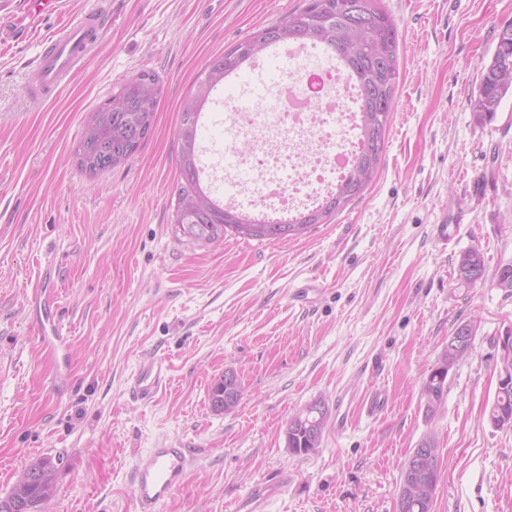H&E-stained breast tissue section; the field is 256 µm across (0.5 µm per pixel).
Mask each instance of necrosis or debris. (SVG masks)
Wrapping results in <instances>:
<instances>
[{
  "instance_id": "obj_1",
  "label": "necrosis or debris",
  "mask_w": 512,
  "mask_h": 512,
  "mask_svg": "<svg viewBox=\"0 0 512 512\" xmlns=\"http://www.w3.org/2000/svg\"><path fill=\"white\" fill-rule=\"evenodd\" d=\"M241 135L263 131L265 141L240 153L254 175L246 194L286 213L317 204L349 170L360 146L358 97L340 66L289 64L280 91L258 112L235 116Z\"/></svg>"
}]
</instances>
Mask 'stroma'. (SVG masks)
I'll list each match as a JSON object with an SVG mask.
<instances>
[{"label": "stroma", "mask_w": 512, "mask_h": 512, "mask_svg": "<svg viewBox=\"0 0 512 512\" xmlns=\"http://www.w3.org/2000/svg\"><path fill=\"white\" fill-rule=\"evenodd\" d=\"M94 3L32 18L25 0H0V496L32 460L58 457L46 512H135L139 457L189 447L160 512H234L283 473L269 512H395L402 467L431 435L433 512H512V428L487 419L512 330V296L494 285L512 265V97L486 122L468 105L512 0H382L401 77L372 184L299 239L207 245L172 222L181 105L206 61L303 0H110L95 54L33 102L44 39ZM143 69L162 84L151 134L130 163L86 176L74 159L85 117ZM470 248L485 275L459 288ZM41 296L66 332L63 368L33 319ZM464 322L473 351L427 415L422 382ZM147 355L169 366L150 402L128 390ZM228 371L242 396L218 413L209 387ZM375 391L372 415L360 401ZM316 400L329 409L322 443L295 454L286 425Z\"/></svg>", "instance_id": "1"}]
</instances>
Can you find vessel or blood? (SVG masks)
<instances>
[{"label":"vessel or blood","mask_w":512,"mask_h":512,"mask_svg":"<svg viewBox=\"0 0 512 512\" xmlns=\"http://www.w3.org/2000/svg\"><path fill=\"white\" fill-rule=\"evenodd\" d=\"M111 22V14L98 6L57 29L28 78L31 93L39 96L59 87L95 51L99 31ZM36 320L41 341L56 352L59 365H66L68 352L60 321L49 310L37 311ZM167 380L166 365L147 356L131 380V389L138 398L149 399ZM192 461V452L187 448H152L142 455L132 478L136 512H159L183 483ZM287 482L284 476L257 481L241 498L238 512H266L267 504Z\"/></svg>","instance_id":"obj_1"}]
</instances>
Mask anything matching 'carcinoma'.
I'll return each mask as SVG.
<instances>
[{"instance_id":"cac0c4a2","label":"carcinoma","mask_w":512,"mask_h":512,"mask_svg":"<svg viewBox=\"0 0 512 512\" xmlns=\"http://www.w3.org/2000/svg\"><path fill=\"white\" fill-rule=\"evenodd\" d=\"M512 23L501 28L494 52L484 67L477 90L469 106L480 121H490L503 100L512 94ZM257 41L261 48L252 56L239 52V45L208 60L197 77L195 94L179 112L177 158L178 177L173 187L175 208L173 223L191 240L214 243L230 232L256 240L298 239L315 224H325L331 216L352 200L361 197L375 179L386 147V133L400 82L399 30L394 17L380 0H305L279 23L261 28L245 38ZM283 43H303L339 59L356 82L358 91L361 148L352 167L336 191L318 208L307 209L281 224L254 220L232 206L214 201L202 185L199 144L204 104L212 90L228 78L238 77L245 64ZM161 93L159 76L141 70L127 78L101 106L90 112L80 144L91 142L112 163L92 173L76 152L79 169L88 176H98L129 162L153 129ZM485 275L482 253L471 248L457 262L456 285L468 288ZM446 379L432 368L422 387L426 413H433L442 402ZM240 399L236 376L226 373L211 386L212 409L224 412V399ZM512 417V382L497 386L487 417L501 414ZM329 416L325 404L316 400L288 420L285 430L288 448L298 455L318 448ZM57 465L51 458H41L28 466V477L13 485L0 498V512H43V505L56 489Z\"/></svg>"}]
</instances>
